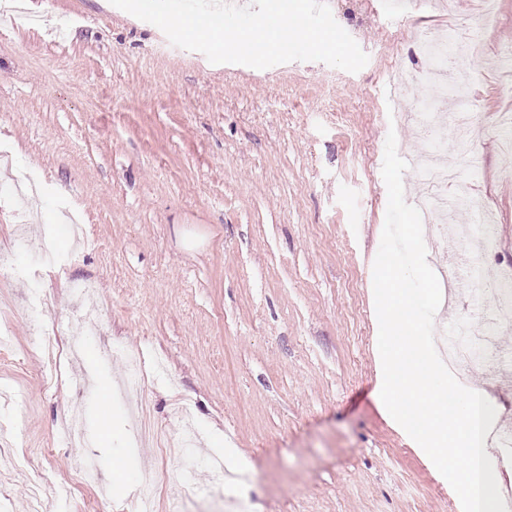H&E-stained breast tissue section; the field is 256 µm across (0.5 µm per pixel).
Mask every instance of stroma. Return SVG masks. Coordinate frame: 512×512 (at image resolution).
Segmentation results:
<instances>
[{
  "label": "stroma",
  "mask_w": 512,
  "mask_h": 512,
  "mask_svg": "<svg viewBox=\"0 0 512 512\" xmlns=\"http://www.w3.org/2000/svg\"><path fill=\"white\" fill-rule=\"evenodd\" d=\"M34 23L0 22V512H462L460 500L378 400L373 263L388 202L385 78L423 71L417 28L381 0H332L367 53L350 73L319 61L259 70L213 64L109 0H24ZM486 57L512 45V0L479 21ZM483 65L475 202L499 215L487 279L512 271V151L493 133L512 113ZM36 187L7 188L19 172ZM62 257L47 269L37 243ZM95 280L94 293L75 282ZM101 329L76 315L85 301ZM82 332L88 357L53 371L35 318ZM140 354L156 443L118 380ZM111 417L101 422L102 386ZM79 410L86 439L66 441ZM204 448L243 459L248 484L181 476L185 422ZM98 475L85 481L83 460Z\"/></svg>",
  "instance_id": "stroma-1"
}]
</instances>
